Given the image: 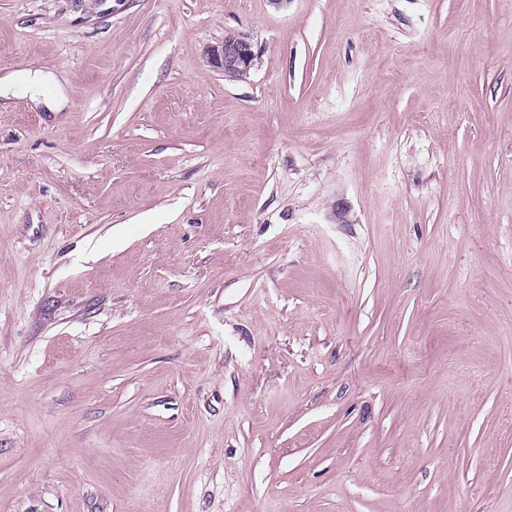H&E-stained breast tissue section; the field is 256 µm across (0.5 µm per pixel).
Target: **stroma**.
Returning <instances> with one entry per match:
<instances>
[{"label":"stroma","instance_id":"obj_1","mask_svg":"<svg viewBox=\"0 0 512 512\" xmlns=\"http://www.w3.org/2000/svg\"><path fill=\"white\" fill-rule=\"evenodd\" d=\"M30 69L0 512H512L504 0H0ZM224 40L227 42L207 49L206 62L210 67L221 71L225 79H246L258 58L250 37L243 32H230L224 36ZM48 78L47 75L43 74L41 71L36 70L34 72H29L26 76V93L25 96L28 95V99L31 103L35 105H39L41 103H45L47 108L53 112H59L63 106V99L56 98L50 102L48 99H41L40 97L43 94L42 86L44 81Z\"/></svg>","mask_w":512,"mask_h":512}]
</instances>
